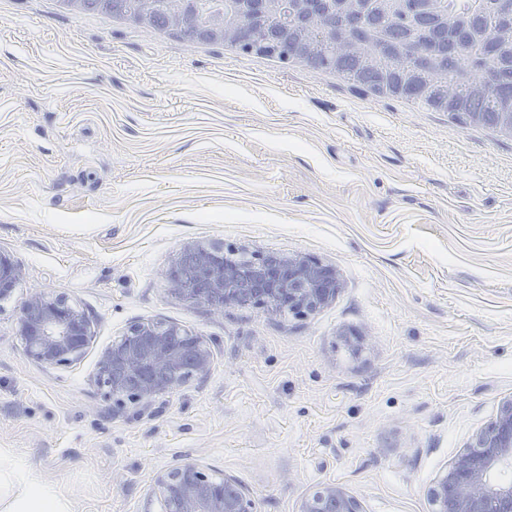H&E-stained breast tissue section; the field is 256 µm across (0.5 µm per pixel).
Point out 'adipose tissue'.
Here are the masks:
<instances>
[{"instance_id": "adipose-tissue-1", "label": "adipose tissue", "mask_w": 512, "mask_h": 512, "mask_svg": "<svg viewBox=\"0 0 512 512\" xmlns=\"http://www.w3.org/2000/svg\"><path fill=\"white\" fill-rule=\"evenodd\" d=\"M0 512H67L53 488L0 456Z\"/></svg>"}]
</instances>
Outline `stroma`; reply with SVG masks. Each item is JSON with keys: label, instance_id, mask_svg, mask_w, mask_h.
Returning a JSON list of instances; mask_svg holds the SVG:
<instances>
[{"label": "stroma", "instance_id": "stroma-1", "mask_svg": "<svg viewBox=\"0 0 512 512\" xmlns=\"http://www.w3.org/2000/svg\"><path fill=\"white\" fill-rule=\"evenodd\" d=\"M211 240L335 266L298 318L216 313L167 272ZM0 452L71 512H143L192 459L260 512L335 482L364 512H430L427 491L512 397V138L304 65L191 44L56 0H0ZM93 320L75 364L29 360V290ZM141 319L179 323L210 372L129 420L91 383ZM23 267L15 255L0 250V302L9 299L23 281Z\"/></svg>", "mask_w": 512, "mask_h": 512}]
</instances>
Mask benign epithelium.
I'll use <instances>...</instances> for the list:
<instances>
[{"label": "benign epithelium", "instance_id": "obj_1", "mask_svg": "<svg viewBox=\"0 0 512 512\" xmlns=\"http://www.w3.org/2000/svg\"><path fill=\"white\" fill-rule=\"evenodd\" d=\"M128 0H61L73 14L91 5L125 10ZM250 12L233 25L224 15L192 23V42H219L238 48L240 27L260 23L268 15L283 26L293 18L288 0H249ZM128 19L151 27L157 0H135ZM436 0H410L411 16L420 21L436 16ZM194 11L193 0L166 12L171 32L185 30ZM318 40L334 44L359 39L360 31H336V21L318 24ZM175 297L215 312L230 306H252L270 314L284 312L300 318L314 316L336 299L338 270L319 260L276 253L235 255L224 242L196 244L182 251L167 273ZM23 281V267L15 255L0 250V301L10 298ZM94 323L63 293L35 290L27 296L16 321V334L26 356L49 367L82 359L94 339ZM215 353L207 340L178 323L136 321L100 353L92 383L112 400L117 411L134 407L132 418L154 413V405L194 377L206 376ZM512 470V397L503 401L495 417L479 428L428 489L431 512H512V479L499 474ZM158 512H258L255 499L232 477L220 479L192 460L159 473L149 502ZM298 512H362L360 501L343 486L325 482L301 501Z\"/></svg>", "mask_w": 512, "mask_h": 512}]
</instances>
